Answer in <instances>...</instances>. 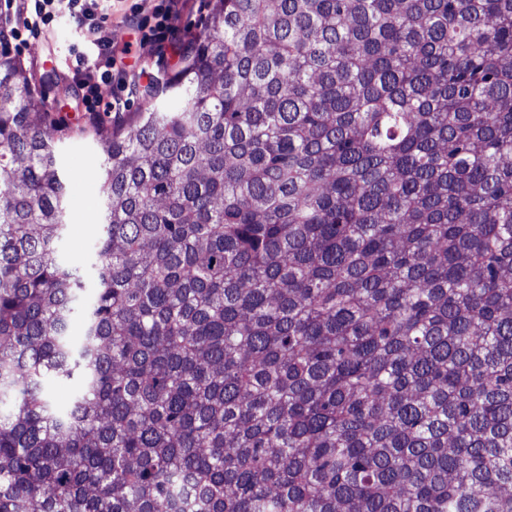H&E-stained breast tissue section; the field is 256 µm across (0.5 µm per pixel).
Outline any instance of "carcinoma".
Segmentation results:
<instances>
[{
    "label": "carcinoma",
    "mask_w": 512,
    "mask_h": 512,
    "mask_svg": "<svg viewBox=\"0 0 512 512\" xmlns=\"http://www.w3.org/2000/svg\"><path fill=\"white\" fill-rule=\"evenodd\" d=\"M209 2L90 281L0 25V512H512V0Z\"/></svg>",
    "instance_id": "1"
}]
</instances>
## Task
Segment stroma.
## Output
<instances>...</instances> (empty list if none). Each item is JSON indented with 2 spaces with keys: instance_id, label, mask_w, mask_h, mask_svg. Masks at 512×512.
Instances as JSON below:
<instances>
[{
  "instance_id": "1",
  "label": "stroma",
  "mask_w": 512,
  "mask_h": 512,
  "mask_svg": "<svg viewBox=\"0 0 512 512\" xmlns=\"http://www.w3.org/2000/svg\"><path fill=\"white\" fill-rule=\"evenodd\" d=\"M157 0H117L112 13L114 46L124 50L125 68L135 72L143 64L153 62L155 48L141 42L138 32L124 21L125 15L150 16ZM79 31L68 13H59L45 37L16 45L15 52L34 77L35 87L47 106L53 107L59 123L68 127L56 142L61 171L67 184L66 226L61 251L66 261L83 262L98 230L100 185L95 169L100 149L92 138L94 120L72 123L77 113V92L71 79L70 51L78 41Z\"/></svg>"
}]
</instances>
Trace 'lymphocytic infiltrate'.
Instances as JSON below:
<instances>
[{"mask_svg":"<svg viewBox=\"0 0 512 512\" xmlns=\"http://www.w3.org/2000/svg\"><path fill=\"white\" fill-rule=\"evenodd\" d=\"M187 0H158L151 16L138 20L142 41L166 50L176 33L175 21ZM13 37L24 43L47 34L61 11H68L80 33L82 49L75 52L73 79L83 110L89 115H109L126 110L134 86L142 78L152 77L150 67L139 73H128L118 66L112 41L109 16L103 13L100 0H11ZM111 87V96H104L103 87Z\"/></svg>","mask_w":512,"mask_h":512,"instance_id":"lymphocytic-infiltrate-1","label":"lymphocytic infiltrate"}]
</instances>
